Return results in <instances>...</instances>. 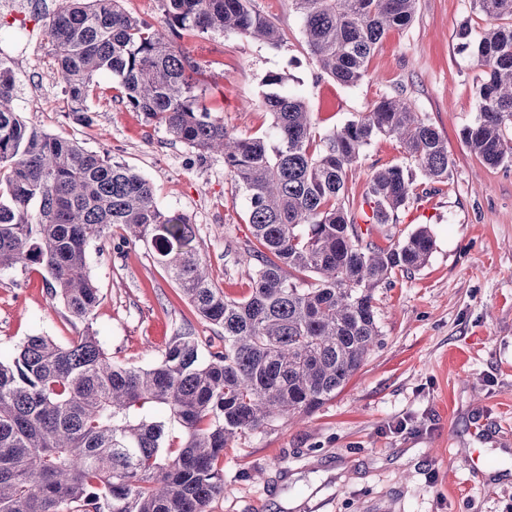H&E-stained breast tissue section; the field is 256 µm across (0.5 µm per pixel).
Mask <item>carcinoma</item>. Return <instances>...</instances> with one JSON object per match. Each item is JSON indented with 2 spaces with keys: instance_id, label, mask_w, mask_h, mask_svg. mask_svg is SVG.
I'll return each instance as SVG.
<instances>
[{
  "instance_id": "1",
  "label": "carcinoma",
  "mask_w": 512,
  "mask_h": 512,
  "mask_svg": "<svg viewBox=\"0 0 512 512\" xmlns=\"http://www.w3.org/2000/svg\"><path fill=\"white\" fill-rule=\"evenodd\" d=\"M123 0H61L41 14L69 110L91 124L89 102L111 77L118 103L162 126L201 161L224 157L248 200L257 245L247 248L252 288L230 299L211 282L192 225L162 212L150 182L77 140L15 112L16 76L0 63V270L38 265L50 295L84 324L67 344L30 336L0 359V512H207L224 495V449L273 417L308 415L336 394L379 342L375 290L424 267L433 239L420 227L385 246L344 204L348 169L378 135L393 137L432 181L448 178V141L404 98L385 97L324 135L298 94L270 74L262 106L269 131L241 137L203 103L185 35L230 31L272 46L276 24L252 0H163L166 27L138 21ZM321 71L360 82L391 30L408 26L416 0H293ZM496 24L474 47L482 69L478 117L462 139L481 161L512 162V0H473ZM413 176L373 172L371 224L397 218ZM151 248L220 344L178 333L154 363L112 361L89 324L99 291L87 271L90 241L112 227ZM315 276L303 285L292 273ZM181 427L183 440L170 437Z\"/></svg>"
}]
</instances>
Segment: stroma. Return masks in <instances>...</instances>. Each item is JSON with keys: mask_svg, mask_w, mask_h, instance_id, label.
<instances>
[{"mask_svg": "<svg viewBox=\"0 0 512 512\" xmlns=\"http://www.w3.org/2000/svg\"><path fill=\"white\" fill-rule=\"evenodd\" d=\"M26 2L0 0L15 111L138 171L164 212L193 224L215 287L235 299L248 295L245 250L254 238L223 157L199 161L163 128L123 110L115 101L121 88L107 78L91 102L92 124L76 123L62 109L50 38L12 25ZM253 6L278 26L279 45L221 31L183 40L201 64L208 106L228 129L267 131L264 81L278 73L285 91L305 99L320 135L403 94L445 135L450 164L441 182L415 172V195L396 223L372 229L382 245L425 226L434 247L423 268L377 288L381 338L364 366L312 414L271 419L226 449L224 494L209 512H512V164L489 166L463 142L477 117L481 71L456 38L461 24L477 37L490 20L472 0H417L410 25L390 31L367 76L348 87L317 66L293 0ZM395 164L412 165L395 139L380 135L363 148L345 181L352 212H360L372 172ZM87 265L99 289L92 327L113 361L144 367L178 332L220 335L152 253L125 244L120 230L90 242ZM82 329L51 298L40 266L0 270V356L31 336L65 344Z\"/></svg>", "mask_w": 512, "mask_h": 512, "instance_id": "1", "label": "stroma"}]
</instances>
